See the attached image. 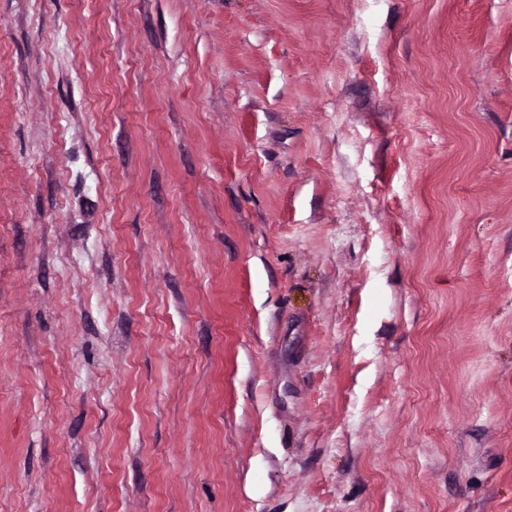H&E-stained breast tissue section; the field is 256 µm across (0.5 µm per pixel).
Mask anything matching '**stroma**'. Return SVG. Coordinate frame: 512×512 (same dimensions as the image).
Returning <instances> with one entry per match:
<instances>
[{
  "label": "stroma",
  "mask_w": 512,
  "mask_h": 512,
  "mask_svg": "<svg viewBox=\"0 0 512 512\" xmlns=\"http://www.w3.org/2000/svg\"><path fill=\"white\" fill-rule=\"evenodd\" d=\"M0 512H512V0H0Z\"/></svg>",
  "instance_id": "stroma-1"
}]
</instances>
